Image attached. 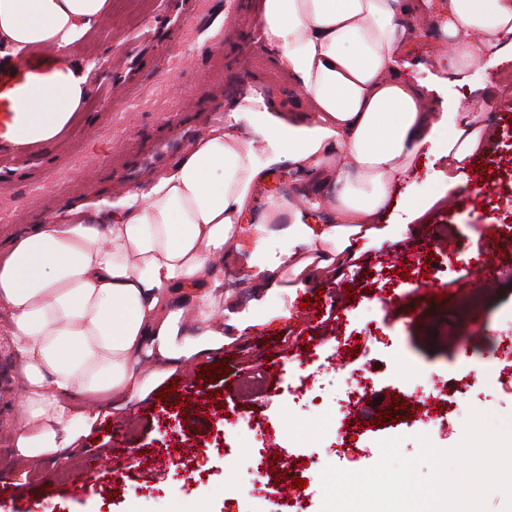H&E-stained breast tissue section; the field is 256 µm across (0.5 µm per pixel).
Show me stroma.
Listing matches in <instances>:
<instances>
[{
  "label": "stroma",
  "mask_w": 512,
  "mask_h": 512,
  "mask_svg": "<svg viewBox=\"0 0 512 512\" xmlns=\"http://www.w3.org/2000/svg\"><path fill=\"white\" fill-rule=\"evenodd\" d=\"M180 0H112L111 14L78 53L90 67L91 95L67 132L46 144L19 148L0 137V155L18 158L14 170L0 169V186L11 189L23 211L22 224H0V242L41 223L47 211L92 209L117 200L121 177L146 185L183 151L173 129L203 130L217 124L242 90L284 102L289 85L271 53L245 63L243 52L255 40L253 25L239 26L217 57L218 79L180 81L181 108L171 121L150 109L127 112L113 130L118 148L100 155L87 174L68 185L64 200L48 195L31 200L38 173L74 146L95 136L112 100L121 96L122 74H150L155 52L175 37L171 24ZM445 40L437 26L408 47L410 62H439L448 81L452 111H468L474 99L483 104L489 132L477 154L478 164L459 182L442 179L443 162L422 160L412 176L445 194L410 224L401 240L372 246L362 261L341 278L326 282L313 322L295 314L297 296L281 291L268 299L276 316L258 331L238 333L225 327L231 345L197 357L202 376L194 387L171 392L164 380L151 398L167 399L171 411L158 421H137L134 406L125 420L109 415L90 437L111 441L121 427L129 450L126 465L109 471L85 469L86 451L39 466L9 454L6 413H0V512H282L280 480H307L304 512H320V474L329 465L360 471L374 465L378 443L402 437L401 452L419 450L418 436L440 449L455 447L464 435L470 409L512 419V286L501 287L489 302L473 301L471 273L484 266L488 284L512 274V95L503 85L512 63L476 65L458 80L448 61L440 60ZM139 48L137 67L126 71L119 60L125 47ZM412 245V259L389 264L386 253ZM226 362V373L209 379L204 371ZM369 377L370 392L340 412L345 399L339 375ZM446 387V420L428 425L411 394L415 386ZM404 409L393 412L396 428L382 426L378 413L389 397ZM343 416V432L354 451L337 447L327 431L328 417ZM280 455H272V447ZM281 472H274V465ZM86 480L90 493L70 497L66 486Z\"/></svg>",
  "instance_id": "1"
}]
</instances>
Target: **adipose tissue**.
Segmentation results:
<instances>
[{
  "instance_id": "adipose-tissue-1",
  "label": "adipose tissue",
  "mask_w": 512,
  "mask_h": 512,
  "mask_svg": "<svg viewBox=\"0 0 512 512\" xmlns=\"http://www.w3.org/2000/svg\"><path fill=\"white\" fill-rule=\"evenodd\" d=\"M110 7L0 0V66L44 49L63 60L13 99L14 145L58 136L82 110L90 86L76 49ZM426 17L448 34L456 73L512 62V0H261L264 40L309 117L245 95L147 192L113 202L110 223L78 210L70 223L45 219L0 247V308L20 363L4 395L14 456H67L101 415L223 347L225 325L261 326V302L247 313L222 289L243 244L249 282L276 291L289 271L303 289L399 238L432 205L403 185L407 172L428 156L466 168L486 129L472 112H429L427 96L447 100V85L429 70L409 76L403 49ZM284 164L336 186L335 223H319L320 202L304 194L270 199L263 224L247 229L258 189ZM395 204L402 216L384 223Z\"/></svg>"
}]
</instances>
